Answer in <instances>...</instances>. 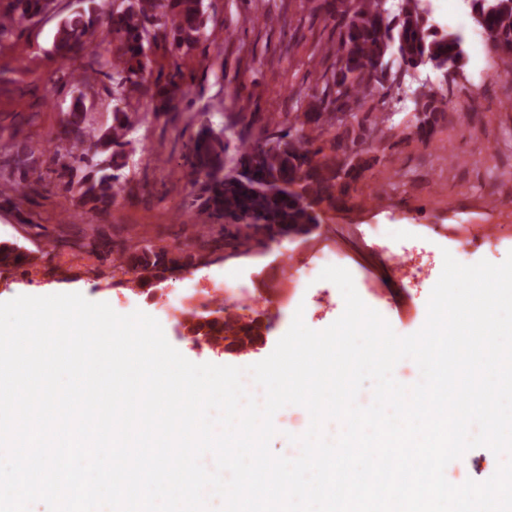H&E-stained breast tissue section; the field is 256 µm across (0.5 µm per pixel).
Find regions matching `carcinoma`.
<instances>
[{"label":"carcinoma","instance_id":"1","mask_svg":"<svg viewBox=\"0 0 512 512\" xmlns=\"http://www.w3.org/2000/svg\"><path fill=\"white\" fill-rule=\"evenodd\" d=\"M56 8L55 0H0V41ZM471 8L487 23L492 55L512 61V0H471ZM325 10L335 22L337 37L323 49V69L306 111L288 113L280 121L285 131L255 142L240 138L235 166L228 171L223 154L229 144L209 124H201L189 147L188 177L191 184H202V206L230 224L251 228L256 237L272 240L308 233L309 226L320 223L314 204L336 205L378 162L375 143L384 139L389 113L378 122L376 115L357 108L367 90L387 89L397 79L386 58L396 60L402 72L429 65L446 78L466 56L462 36L437 27L426 0H402L394 15L382 8V0H328ZM151 28L153 41L167 43L171 52L191 51L208 39L203 0H121L117 6L112 0H79V6L57 23L52 56L75 62L92 55L90 69L66 71L74 96L51 140L53 156L61 161L58 180L89 212L108 209L125 180V147L133 120L117 108L111 126L94 127L84 90L100 75L121 91L138 85L148 65ZM102 31L107 32L108 48L100 53L93 42ZM151 99L156 113L176 114L187 93L172 78L157 85ZM445 106L444 99L428 92L417 95L410 135L431 140L445 117ZM323 141L328 154L320 146ZM34 154L29 146L14 154L17 182L25 189L38 174ZM118 259L119 267L138 283L131 289L135 295L152 294L153 281L165 278L168 271L194 266L183 248L175 254L140 239L124 247ZM26 262L28 254L20 245L0 241V267L19 268ZM205 308L186 325L191 340L200 346L242 353L263 343L268 326L262 318L244 321L222 304Z\"/></svg>","mask_w":512,"mask_h":512}]
</instances>
